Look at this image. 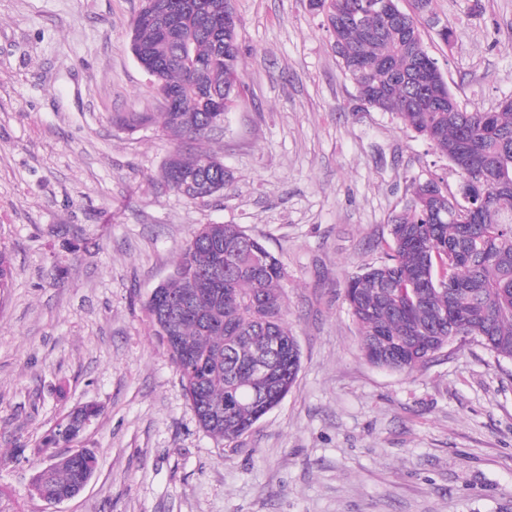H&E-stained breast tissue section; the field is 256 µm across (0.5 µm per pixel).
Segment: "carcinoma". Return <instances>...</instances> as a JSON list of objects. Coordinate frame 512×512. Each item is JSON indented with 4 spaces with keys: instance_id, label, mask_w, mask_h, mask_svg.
Returning a JSON list of instances; mask_svg holds the SVG:
<instances>
[{
    "instance_id": "cac0c4a2",
    "label": "carcinoma",
    "mask_w": 512,
    "mask_h": 512,
    "mask_svg": "<svg viewBox=\"0 0 512 512\" xmlns=\"http://www.w3.org/2000/svg\"><path fill=\"white\" fill-rule=\"evenodd\" d=\"M384 0H309L325 19L331 48L363 100L392 112L469 180L472 202L435 179L412 178L409 198L392 216L391 244L384 260L348 276L347 311L359 347L373 365L411 373L448 345L452 326L497 358L512 361V106L469 112L440 75L428 90L419 78L438 67L426 51L410 14L379 12ZM239 37V24L217 34L200 23L184 32L190 55L209 61L194 69L178 61L179 48L158 28L130 29L131 54H148L157 64L155 91H173L178 111L125 112L124 130L158 126L174 144L160 178L190 202L225 188L224 162L188 146L208 136L215 113L208 99L224 97L233 107L242 86L240 53H224V38ZM214 188L206 192L204 188ZM13 268L0 245V293L10 288ZM284 264L256 237L235 224H203L186 242L171 275L158 284L162 296L183 313L160 314L154 298L144 303L150 335L179 374L199 427L236 443L288 394L300 370V352L285 308ZM288 346L272 349L275 339ZM264 361L268 374L253 369ZM99 409L68 413L39 448L72 446L86 420ZM97 458L83 448L59 456L40 485L46 500L94 473Z\"/></svg>"
}]
</instances>
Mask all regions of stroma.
<instances>
[{
    "instance_id": "35a3bbf8",
    "label": "stroma",
    "mask_w": 512,
    "mask_h": 512,
    "mask_svg": "<svg viewBox=\"0 0 512 512\" xmlns=\"http://www.w3.org/2000/svg\"><path fill=\"white\" fill-rule=\"evenodd\" d=\"M245 88L194 148L221 195L164 186L172 145L119 130L157 112L129 50L139 0H0V489L7 512H512V361L472 339L396 374L369 363L347 277L383 260L411 178L448 160L357 96L308 0H232ZM424 44L471 112L512 96V0H433ZM453 36L443 41L440 30ZM235 224L284 263L295 385L239 442L206 434L143 303L192 229ZM98 468L50 505L27 487L72 409ZM24 447L16 459L12 450ZM85 406L77 408V411L68 413L70 428L65 427L66 420L63 418L57 425L43 438L39 445V450L42 448H57L60 446L71 447L73 439L80 433L81 425L85 420L92 422L99 415V408L95 409L86 408ZM86 421V424L90 423Z\"/></svg>"
}]
</instances>
